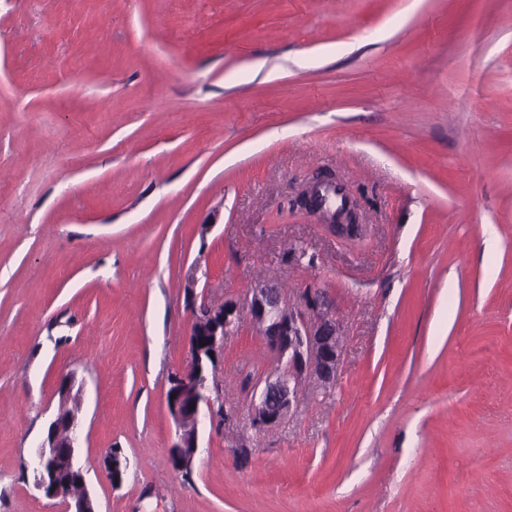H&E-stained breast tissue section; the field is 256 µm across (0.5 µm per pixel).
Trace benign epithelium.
<instances>
[{"label": "benign epithelium", "instance_id": "1", "mask_svg": "<svg viewBox=\"0 0 512 512\" xmlns=\"http://www.w3.org/2000/svg\"><path fill=\"white\" fill-rule=\"evenodd\" d=\"M333 183L335 176L330 172L318 176L310 189L300 195L302 208L312 214L321 213L324 201L319 188ZM324 229L337 240L348 242L363 238L366 225L359 222L356 210L348 209L324 224ZM244 311L279 365L275 378L262 376L245 387L252 428L261 431L281 423L295 409L306 381L314 379L327 388L336 380L343 357L342 325L336 319L334 304L322 289H305L299 306L289 304L285 290L269 283L255 284L241 302L225 300L220 324L202 332L190 329L191 362L178 370L179 383L170 386L166 394L177 436L170 448L169 464L181 474L193 469L198 456L201 417H208L212 424L216 422L211 393L217 384L218 362L206 367L204 357L211 354L217 358L224 353V339L234 332L237 317ZM75 387V377L62 378L57 413L27 467L35 474L37 488L49 498L62 500L66 512H99L91 496L73 498L63 488L64 483L75 480L86 484L85 472L78 462L81 421L68 407Z\"/></svg>", "mask_w": 512, "mask_h": 512}]
</instances>
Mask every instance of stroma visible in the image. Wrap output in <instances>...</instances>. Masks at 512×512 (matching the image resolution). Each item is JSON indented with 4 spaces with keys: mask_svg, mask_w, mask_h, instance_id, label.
Listing matches in <instances>:
<instances>
[{
    "mask_svg": "<svg viewBox=\"0 0 512 512\" xmlns=\"http://www.w3.org/2000/svg\"><path fill=\"white\" fill-rule=\"evenodd\" d=\"M322 169L363 240L293 208ZM261 281L333 301L337 381L255 431L240 324L183 478L191 301ZM66 374L99 512H512V0H0V512L63 510L24 463ZM322 226L329 235L343 242L359 240L366 232V224H360L359 215L355 209L337 214L330 219L329 223Z\"/></svg>",
    "mask_w": 512,
    "mask_h": 512,
    "instance_id": "obj_1",
    "label": "stroma"
}]
</instances>
